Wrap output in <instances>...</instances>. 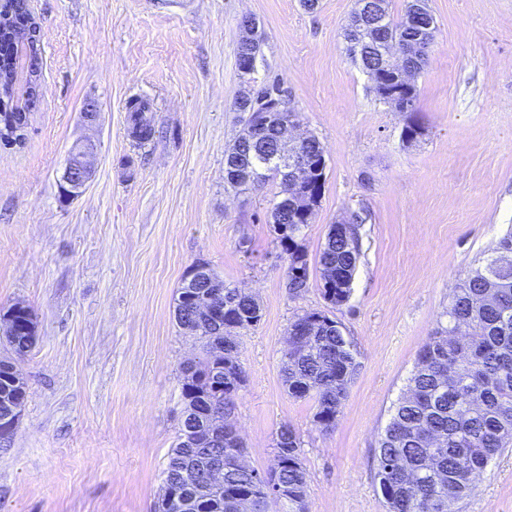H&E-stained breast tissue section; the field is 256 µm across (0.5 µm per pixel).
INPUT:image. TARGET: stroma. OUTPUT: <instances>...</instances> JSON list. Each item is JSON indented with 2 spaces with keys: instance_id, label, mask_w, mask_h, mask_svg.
<instances>
[{
  "instance_id": "35a3bbf8",
  "label": "stroma",
  "mask_w": 512,
  "mask_h": 512,
  "mask_svg": "<svg viewBox=\"0 0 512 512\" xmlns=\"http://www.w3.org/2000/svg\"><path fill=\"white\" fill-rule=\"evenodd\" d=\"M353 0H30L40 25L42 95L21 144L0 145V311L30 307L37 340L17 364L28 383L18 428L0 443V512H153L182 416L181 367L199 353L174 318L203 263L252 293L248 382L232 418L250 467L267 468L279 426L302 442L309 512H388L375 448L417 359L472 267L512 230V0H428L436 32L418 75L416 117L375 100L348 60ZM264 34L251 88L276 79L300 135L325 150L321 202L304 231L310 278L288 291L269 222L281 182L239 191L224 154L245 119L240 20ZM97 101L99 126L80 112ZM145 105L153 139L129 135ZM97 145L73 199L59 182L72 146ZM360 214L349 301L331 308L318 255L331 224ZM332 312L358 352L331 430L314 399L280 376L298 314ZM454 512H512V448Z\"/></svg>"
}]
</instances>
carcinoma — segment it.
<instances>
[{
  "instance_id": "obj_1",
  "label": "carcinoma",
  "mask_w": 512,
  "mask_h": 512,
  "mask_svg": "<svg viewBox=\"0 0 512 512\" xmlns=\"http://www.w3.org/2000/svg\"><path fill=\"white\" fill-rule=\"evenodd\" d=\"M361 2L353 0L348 24L344 29L347 53L361 68L371 62L379 67L371 71L376 99L386 103L379 72L391 67L389 57L424 40L404 26V18L394 17L389 3H384L382 33L374 36L361 17ZM40 52V26L29 8V0H0V132L15 133L28 125L30 106L40 97L41 78L36 60ZM130 136L142 145L153 136L150 120L138 108L130 116ZM257 136L252 122L244 124L225 151L224 171L233 176V167L249 169L230 184L247 190L261 186L273 177L284 179L278 163L268 156L243 155L242 146ZM308 162L318 165L324 151L318 138L300 146ZM271 224L284 226L275 230L287 255L288 288L299 295L308 286L309 262L301 244L308 223L297 215L292 204L278 201L271 214ZM351 234L346 239L327 235L319 253L318 264L332 273L334 287L322 289L332 306L348 301L357 263L360 241L357 219H351ZM512 231L503 236L496 255L470 270L456 289L443 317L418 354L408 378V391L393 404L391 419L381 433L375 456V479L387 503L388 512H448V504L468 497L476 488L474 479L489 462L512 447ZM224 298L235 306L224 313L225 326L243 331L262 320L259 302L249 294L224 283ZM176 319L181 331L201 342L196 361L182 372L194 369L188 386L181 387L183 419L177 442L169 449L161 475L163 484L176 488L181 480L179 467L194 458L189 448L194 428L192 415L199 401L209 408L217 404L229 414L237 393L219 389L224 382L239 388L248 378L241 364L224 368V361L240 359L241 350L220 353L223 337L206 334L193 326L199 318ZM357 352L344 332L322 326L307 349H297L282 363L283 384L295 398L312 397L317 403L315 421L331 429L358 370ZM8 359L0 360V400L26 399L27 382L15 384L10 379ZM438 435L443 446L431 442ZM245 448L237 431L224 427V447L210 450L212 457L224 460V486L215 487L193 500L181 495L173 501L160 499L155 512H278V505L288 512H308V474L301 459L300 437L288 424L279 427L273 439V461L284 466L278 481L288 487V499L269 498L255 483L256 470L229 461L228 449Z\"/></svg>"
}]
</instances>
